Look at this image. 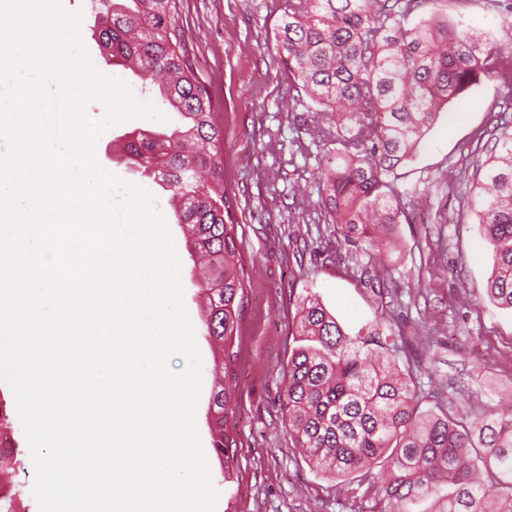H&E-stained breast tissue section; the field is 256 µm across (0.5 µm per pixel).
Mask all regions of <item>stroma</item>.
<instances>
[{"mask_svg": "<svg viewBox=\"0 0 512 512\" xmlns=\"http://www.w3.org/2000/svg\"><path fill=\"white\" fill-rule=\"evenodd\" d=\"M80 13L81 38L101 73L122 78L139 100L161 106L150 81L102 62L91 0H62ZM284 0H182L186 48L205 81L224 125V182L239 225L246 285L231 427L238 448L233 483H225L209 429L215 379L213 346L201 316L202 294L169 191L139 168L114 156L116 137L133 130L168 131L174 119L133 118L98 140L99 164L156 201L180 263L183 300L195 328L203 384L195 421L216 512H386L363 492H341L336 480L312 469L292 448L279 407L284 374L295 342L298 297L316 292L348 332L385 316L400 368H417L423 391L447 393L449 379L463 381L471 406L512 414V312L487 294L494 254L482 224L448 191L470 190L473 166L483 155L478 137L492 123L498 101L484 80L452 102L426 134L416 162L399 171V188H416L408 219L396 225L391 251L364 253L343 246L332 257L335 225L317 220L322 155L311 143L312 113L296 104L297 92L274 50V28ZM438 13L464 20L497 44L512 43V0H430L421 18ZM376 270L382 289L365 284L363 267Z\"/></svg>", "mask_w": 512, "mask_h": 512, "instance_id": "35a3bbf8", "label": "stroma"}]
</instances>
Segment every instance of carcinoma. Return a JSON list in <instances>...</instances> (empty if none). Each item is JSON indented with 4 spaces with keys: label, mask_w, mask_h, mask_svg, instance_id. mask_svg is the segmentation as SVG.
Returning a JSON list of instances; mask_svg holds the SVG:
<instances>
[{
    "label": "carcinoma",
    "mask_w": 512,
    "mask_h": 512,
    "mask_svg": "<svg viewBox=\"0 0 512 512\" xmlns=\"http://www.w3.org/2000/svg\"><path fill=\"white\" fill-rule=\"evenodd\" d=\"M101 55L133 62L158 85L180 125L138 130L127 161L173 191L178 223L189 227L194 266L204 271L205 333L222 346L224 373L212 395L213 448L233 481L237 440L228 423L244 305L242 241L224 184V126L184 44L181 0H93ZM427 0H288L274 29L275 51L297 92L323 115L313 142L325 148L320 214L346 244L369 252L377 226L408 218L397 171L448 104L483 80L498 83L512 110V45L482 38L459 20L410 18ZM492 147L476 162L464 201L485 225L495 253L490 299L512 310V121L500 118ZM300 345L288 361L280 410L288 438L308 462L336 479L367 484L398 512L433 498L432 512H512V416L467 403L421 409L413 371L387 361L385 320L345 332L314 295L301 298ZM483 465L485 479L476 474ZM381 467L377 474L376 467Z\"/></svg>",
    "instance_id": "obj_1"
}]
</instances>
